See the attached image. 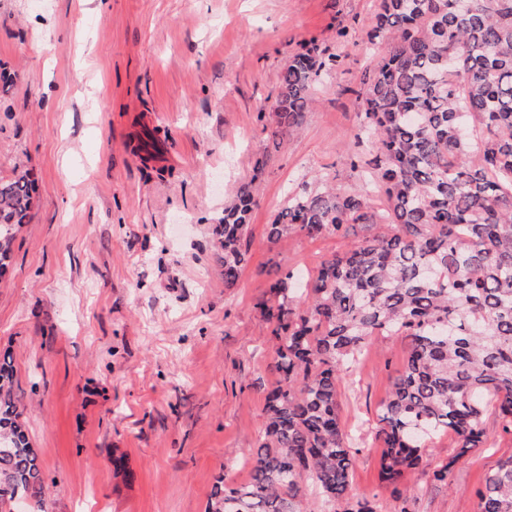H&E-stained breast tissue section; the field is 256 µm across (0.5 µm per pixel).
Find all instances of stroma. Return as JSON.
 Instances as JSON below:
<instances>
[{"label": "stroma", "mask_w": 512, "mask_h": 512, "mask_svg": "<svg viewBox=\"0 0 512 512\" xmlns=\"http://www.w3.org/2000/svg\"><path fill=\"white\" fill-rule=\"evenodd\" d=\"M375 0H0V178L29 171L35 200L0 276V355L53 488L47 512H205L218 475L242 482L258 446L276 342L256 304L272 264L314 275L335 235L273 244L287 195L323 175L384 198L345 153ZM339 57L300 133L276 143L266 113L307 42ZM255 199L235 287L211 226L242 186ZM408 354L377 337L339 386L357 456L351 492L391 512L376 413ZM489 442L439 482L454 435L408 476L409 512H476L485 475L512 455L494 411Z\"/></svg>", "instance_id": "obj_1"}]
</instances>
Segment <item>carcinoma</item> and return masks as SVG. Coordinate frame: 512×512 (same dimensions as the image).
Returning a JSON list of instances; mask_svg holds the SVG:
<instances>
[{"label": "carcinoma", "mask_w": 512, "mask_h": 512, "mask_svg": "<svg viewBox=\"0 0 512 512\" xmlns=\"http://www.w3.org/2000/svg\"><path fill=\"white\" fill-rule=\"evenodd\" d=\"M367 39L390 47L362 81L354 138L373 146L364 166L384 206L356 189L304 187L267 237H345L356 224L376 232L324 259L302 299L301 275L274 269L258 308L277 340L279 379L265 396L249 479L218 478L206 512H311L309 484L333 512H378L350 494L355 451L338 411L344 369L376 336L409 339L378 418L381 481L401 485L426 443L448 432L456 448L437 474L446 481L486 447L490 407L512 428V0H379ZM337 66L315 47L288 61L270 106L274 136L298 132ZM253 205L245 186L211 225L227 288L247 261ZM32 207L27 172L0 179V275ZM20 418L11 363L0 362V500L46 512L50 487ZM476 497L478 512H512V457Z\"/></svg>", "instance_id": "cac0c4a2"}]
</instances>
